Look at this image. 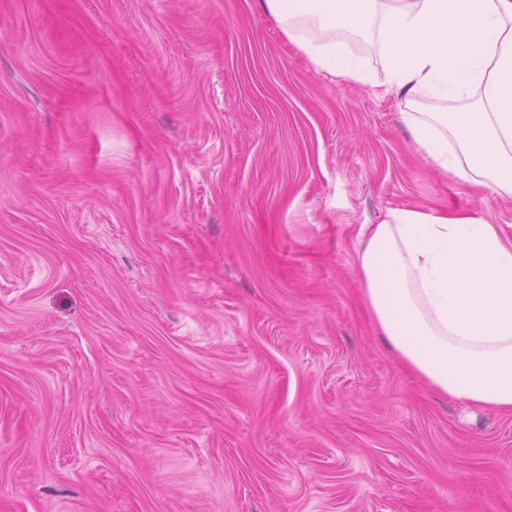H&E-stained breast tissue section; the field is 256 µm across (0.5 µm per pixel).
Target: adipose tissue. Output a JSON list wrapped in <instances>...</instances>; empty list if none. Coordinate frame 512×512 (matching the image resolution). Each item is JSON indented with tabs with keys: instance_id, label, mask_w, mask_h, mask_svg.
<instances>
[{
	"instance_id": "adipose-tissue-1",
	"label": "adipose tissue",
	"mask_w": 512,
	"mask_h": 512,
	"mask_svg": "<svg viewBox=\"0 0 512 512\" xmlns=\"http://www.w3.org/2000/svg\"><path fill=\"white\" fill-rule=\"evenodd\" d=\"M320 70L368 83L341 31L376 40L391 86L471 112H406L444 174L512 195V0H263ZM358 254L364 298L399 359L449 397L512 412V241L474 216L389 210Z\"/></svg>"
}]
</instances>
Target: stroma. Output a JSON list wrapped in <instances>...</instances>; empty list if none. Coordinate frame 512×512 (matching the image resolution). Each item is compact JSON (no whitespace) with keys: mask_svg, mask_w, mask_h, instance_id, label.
Masks as SVG:
<instances>
[{"mask_svg":"<svg viewBox=\"0 0 512 512\" xmlns=\"http://www.w3.org/2000/svg\"><path fill=\"white\" fill-rule=\"evenodd\" d=\"M261 0H0V512H512V413L438 393L360 229L512 197L442 174Z\"/></svg>","mask_w":512,"mask_h":512,"instance_id":"35a3bbf8","label":"stroma"}]
</instances>
